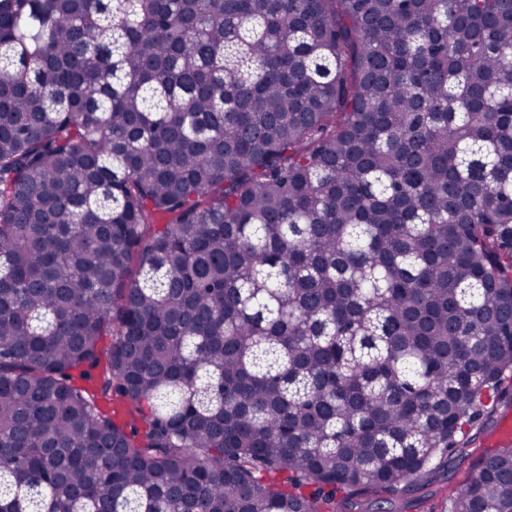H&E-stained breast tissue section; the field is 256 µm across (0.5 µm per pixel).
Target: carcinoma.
Returning <instances> with one entry per match:
<instances>
[{
  "instance_id": "1",
  "label": "carcinoma",
  "mask_w": 512,
  "mask_h": 512,
  "mask_svg": "<svg viewBox=\"0 0 512 512\" xmlns=\"http://www.w3.org/2000/svg\"><path fill=\"white\" fill-rule=\"evenodd\" d=\"M511 371L512 0H0V512L387 502Z\"/></svg>"
}]
</instances>
